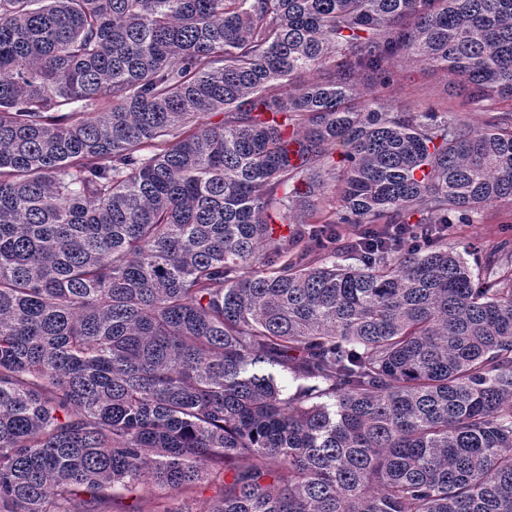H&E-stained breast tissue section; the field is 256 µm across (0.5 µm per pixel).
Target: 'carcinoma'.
I'll return each instance as SVG.
<instances>
[{
  "label": "carcinoma",
  "instance_id": "obj_1",
  "mask_svg": "<svg viewBox=\"0 0 512 512\" xmlns=\"http://www.w3.org/2000/svg\"><path fill=\"white\" fill-rule=\"evenodd\" d=\"M502 202L512 0H0V512H512V264L443 231ZM451 88V77L444 72L410 62L395 71L380 95L384 101L398 109L460 112L468 116L474 127H482L497 114L480 112L476 106L464 105V98Z\"/></svg>",
  "mask_w": 512,
  "mask_h": 512
}]
</instances>
